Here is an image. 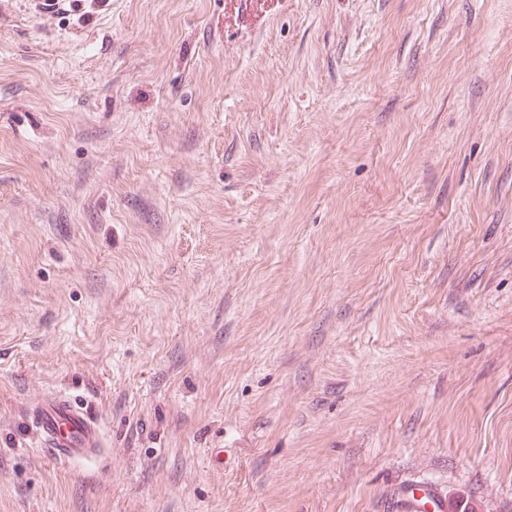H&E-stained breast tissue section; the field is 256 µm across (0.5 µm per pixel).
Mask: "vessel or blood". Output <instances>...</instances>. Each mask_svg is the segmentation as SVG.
<instances>
[{
  "mask_svg": "<svg viewBox=\"0 0 512 512\" xmlns=\"http://www.w3.org/2000/svg\"><path fill=\"white\" fill-rule=\"evenodd\" d=\"M29 424L40 447L54 460L92 461L103 452L101 425L70 394L59 392L42 398L32 409ZM396 508L398 512H448V501L431 489L418 487L399 495Z\"/></svg>",
  "mask_w": 512,
  "mask_h": 512,
  "instance_id": "obj_1",
  "label": "vessel or blood"
}]
</instances>
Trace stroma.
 I'll return each instance as SVG.
<instances>
[{
    "label": "stroma",
    "instance_id": "obj_1",
    "mask_svg": "<svg viewBox=\"0 0 512 512\" xmlns=\"http://www.w3.org/2000/svg\"><path fill=\"white\" fill-rule=\"evenodd\" d=\"M423 484L512 512V0H0V512ZM29 424L39 447L61 462L92 461L101 456L104 434L84 404L67 393H52L32 409Z\"/></svg>",
    "mask_w": 512,
    "mask_h": 512
}]
</instances>
